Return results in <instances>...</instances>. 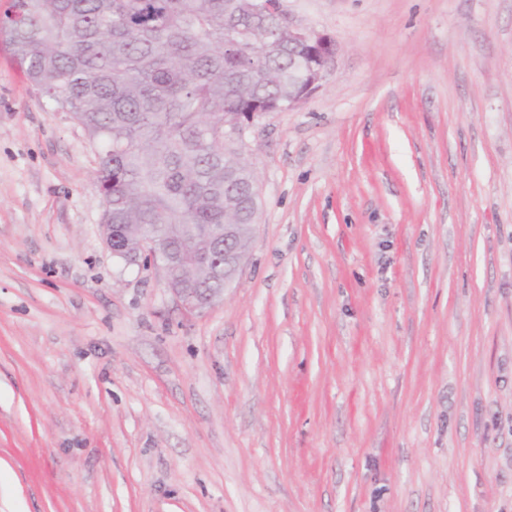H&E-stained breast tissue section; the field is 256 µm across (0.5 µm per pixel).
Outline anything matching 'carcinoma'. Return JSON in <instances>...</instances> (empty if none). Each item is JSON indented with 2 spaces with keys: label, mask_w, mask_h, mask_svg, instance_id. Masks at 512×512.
Segmentation results:
<instances>
[{
  "label": "carcinoma",
  "mask_w": 512,
  "mask_h": 512,
  "mask_svg": "<svg viewBox=\"0 0 512 512\" xmlns=\"http://www.w3.org/2000/svg\"><path fill=\"white\" fill-rule=\"evenodd\" d=\"M251 0H9L0 39L52 110L101 147L95 182L102 223L160 235L251 226L256 179L224 126L288 110V25ZM196 288L206 248L176 236Z\"/></svg>",
  "instance_id": "1"
}]
</instances>
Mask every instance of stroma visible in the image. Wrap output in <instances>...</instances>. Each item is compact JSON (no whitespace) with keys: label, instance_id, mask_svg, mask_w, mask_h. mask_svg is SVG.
Masks as SVG:
<instances>
[{"label":"stroma","instance_id":"1","mask_svg":"<svg viewBox=\"0 0 512 512\" xmlns=\"http://www.w3.org/2000/svg\"><path fill=\"white\" fill-rule=\"evenodd\" d=\"M335 43L190 314L0 40V512H512V0H283Z\"/></svg>","mask_w":512,"mask_h":512}]
</instances>
